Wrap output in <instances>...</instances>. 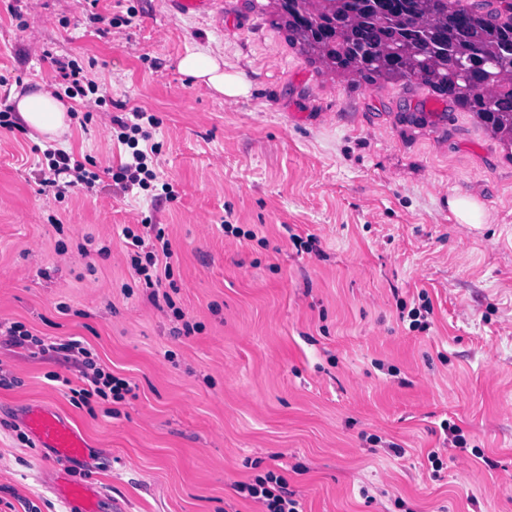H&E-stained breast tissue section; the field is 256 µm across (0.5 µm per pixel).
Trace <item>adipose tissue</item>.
Returning a JSON list of instances; mask_svg holds the SVG:
<instances>
[{
	"label": "adipose tissue",
	"instance_id": "obj_1",
	"mask_svg": "<svg viewBox=\"0 0 512 512\" xmlns=\"http://www.w3.org/2000/svg\"><path fill=\"white\" fill-rule=\"evenodd\" d=\"M183 74L204 84L213 95L234 99L247 93L248 82L240 76L225 73L222 60L190 52L178 61ZM16 112L20 122L40 136L55 138L70 129V106L56 97L46 85L38 84L16 93Z\"/></svg>",
	"mask_w": 512,
	"mask_h": 512
}]
</instances>
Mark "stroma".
Instances as JSON below:
<instances>
[{"mask_svg": "<svg viewBox=\"0 0 512 512\" xmlns=\"http://www.w3.org/2000/svg\"><path fill=\"white\" fill-rule=\"evenodd\" d=\"M189 51L248 93L192 83ZM69 59L98 87L72 99L70 133L0 128V512H83L60 480L96 487L94 512H259L237 485L270 470L303 512H512V139L420 80L327 69L272 0H0V104L63 91ZM134 107L156 121L157 179L127 193L112 119ZM50 146L93 160L95 187L42 189ZM165 182L175 197L155 203ZM463 197L485 223L458 222ZM146 219L172 249L153 290L122 235ZM426 300L410 328L402 309ZM15 322L83 340L131 393L111 416L75 403L84 366L13 346ZM36 405L84 435V458L29 436ZM183 74L204 84L217 97L234 99L248 92V82L238 75L224 74V62L217 57L188 52L178 61Z\"/></svg>", "mask_w": 512, "mask_h": 512, "instance_id": "obj_1", "label": "stroma"}]
</instances>
